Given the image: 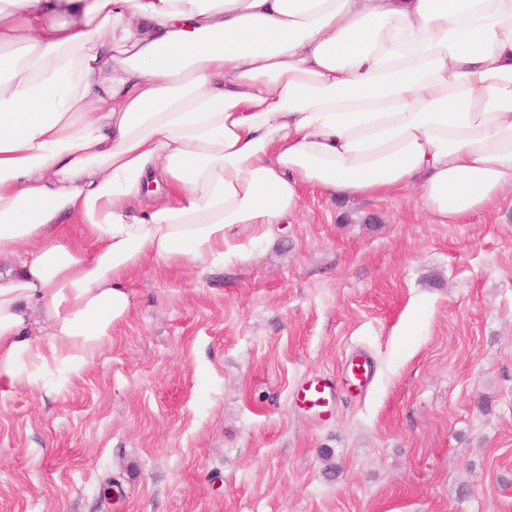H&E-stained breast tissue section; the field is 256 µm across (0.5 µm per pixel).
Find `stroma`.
Listing matches in <instances>:
<instances>
[{
	"mask_svg": "<svg viewBox=\"0 0 512 512\" xmlns=\"http://www.w3.org/2000/svg\"><path fill=\"white\" fill-rule=\"evenodd\" d=\"M302 198L249 261L134 273L94 358L18 360L0 512H512V193L460 224ZM311 374L330 420L294 403Z\"/></svg>",
	"mask_w": 512,
	"mask_h": 512,
	"instance_id": "stroma-1",
	"label": "stroma"
}]
</instances>
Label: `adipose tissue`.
<instances>
[{"label": "adipose tissue", "instance_id": "adipose-tissue-1", "mask_svg": "<svg viewBox=\"0 0 512 512\" xmlns=\"http://www.w3.org/2000/svg\"><path fill=\"white\" fill-rule=\"evenodd\" d=\"M306 185L496 206L512 0H0V381L93 358L133 272L250 260Z\"/></svg>", "mask_w": 512, "mask_h": 512}]
</instances>
